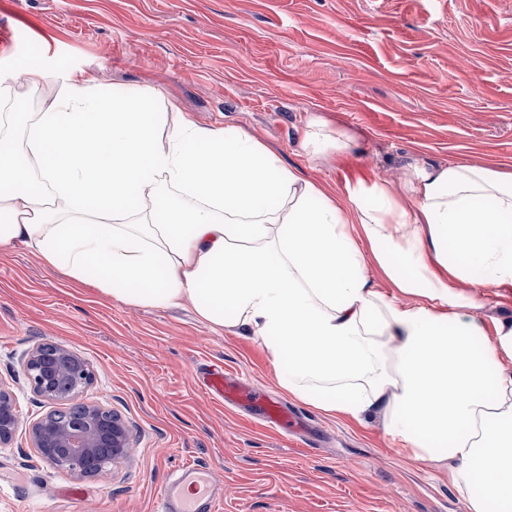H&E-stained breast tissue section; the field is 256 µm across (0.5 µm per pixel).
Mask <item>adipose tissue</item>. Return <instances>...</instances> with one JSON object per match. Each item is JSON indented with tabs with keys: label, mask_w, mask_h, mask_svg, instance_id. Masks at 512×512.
<instances>
[{
	"label": "adipose tissue",
	"mask_w": 512,
	"mask_h": 512,
	"mask_svg": "<svg viewBox=\"0 0 512 512\" xmlns=\"http://www.w3.org/2000/svg\"><path fill=\"white\" fill-rule=\"evenodd\" d=\"M17 129L27 164L0 153V246L123 303L189 301L212 330H246L288 395L381 416L466 512H512V319L482 314L483 289L512 294V172L415 158L398 182L336 191L240 128L84 73L41 111L1 112L0 139ZM353 143L318 116L302 131L319 158Z\"/></svg>",
	"instance_id": "adipose-tissue-1"
}]
</instances>
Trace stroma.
I'll list each match as a JSON object with an SVG mask.
<instances>
[{"instance_id": "35a3bbf8", "label": "stroma", "mask_w": 512, "mask_h": 512, "mask_svg": "<svg viewBox=\"0 0 512 512\" xmlns=\"http://www.w3.org/2000/svg\"><path fill=\"white\" fill-rule=\"evenodd\" d=\"M20 61L46 78L0 110L40 111L65 74L87 72L200 126L242 128L337 187L399 179L413 156L512 172V0H0V73ZM313 115L354 149L305 152ZM43 343L88 362L82 397L130 428L127 460L82 477L32 447L29 426L54 405L23 363ZM203 364L302 412L313 443L210 399ZM0 382L20 417L0 446V512H154L186 463L213 472L217 512H465L447 478L395 451L379 417L348 423L289 396L250 334L212 331L189 305L105 298L23 249H0Z\"/></svg>"}]
</instances>
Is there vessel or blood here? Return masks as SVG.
Wrapping results in <instances>:
<instances>
[{
    "label": "vessel or blood",
    "instance_id": "1",
    "mask_svg": "<svg viewBox=\"0 0 512 512\" xmlns=\"http://www.w3.org/2000/svg\"><path fill=\"white\" fill-rule=\"evenodd\" d=\"M203 386L208 395L227 405L242 402L255 406L263 420L272 427H285L294 433L306 430L298 414L284 410L270 397L248 389L230 377L223 367L206 368ZM214 479L207 470L188 465L176 471L162 487L155 512H214L216 500L211 493Z\"/></svg>",
    "mask_w": 512,
    "mask_h": 512
}]
</instances>
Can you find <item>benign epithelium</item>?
Here are the masks:
<instances>
[{"label": "benign epithelium", "instance_id": "benign-epithelium-1", "mask_svg": "<svg viewBox=\"0 0 512 512\" xmlns=\"http://www.w3.org/2000/svg\"><path fill=\"white\" fill-rule=\"evenodd\" d=\"M27 382L37 396L59 402L69 393H80L92 382L87 361L58 344H40L24 364ZM19 426L13 395L0 386V443L10 439ZM33 448L47 462L80 476H95L106 459L117 462L130 455L133 438L129 427L112 410L94 401L79 403L76 412L55 409L29 430Z\"/></svg>", "mask_w": 512, "mask_h": 512}]
</instances>
